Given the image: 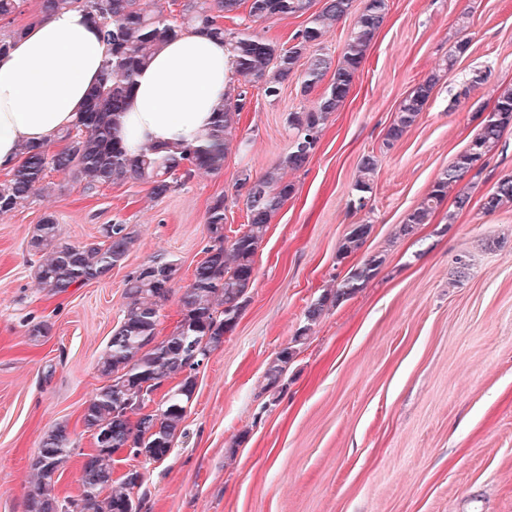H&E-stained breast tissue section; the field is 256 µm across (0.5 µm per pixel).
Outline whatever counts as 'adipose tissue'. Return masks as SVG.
I'll return each mask as SVG.
<instances>
[{"instance_id":"ef3b65f1","label":"adipose tissue","mask_w":512,"mask_h":512,"mask_svg":"<svg viewBox=\"0 0 512 512\" xmlns=\"http://www.w3.org/2000/svg\"><path fill=\"white\" fill-rule=\"evenodd\" d=\"M111 55L79 9L23 27L0 56V170L17 163L21 145L52 144L76 121ZM234 73L230 46L207 34L186 33L163 45L136 75L121 118L129 152L145 144L208 146Z\"/></svg>"}]
</instances>
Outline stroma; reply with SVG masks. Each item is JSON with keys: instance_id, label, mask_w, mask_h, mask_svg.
<instances>
[{"instance_id": "obj_1", "label": "stroma", "mask_w": 512, "mask_h": 512, "mask_svg": "<svg viewBox=\"0 0 512 512\" xmlns=\"http://www.w3.org/2000/svg\"><path fill=\"white\" fill-rule=\"evenodd\" d=\"M462 38L468 51L444 69ZM485 70L488 80L460 97ZM435 72L427 109L384 148L402 99ZM506 84L512 0H388L347 99L307 165L288 175L297 192L268 226L235 330L196 374L182 435L162 461L114 459L115 474H143L148 512H512V207L482 209L485 193L512 174V130L479 175L465 176L471 204L454 224L445 221L447 201L414 236L396 235ZM245 90L221 173L194 175L154 200L147 185L131 182L89 197L53 172L51 197L0 216V512H26L30 462L58 425L76 453L57 491L80 495L82 456L93 448L80 417L106 382L98 362L125 307L127 274L157 254L178 265L161 309L159 330L168 334L205 257L209 204L224 197L227 229H243L237 175H261L285 154L289 113L318 99L294 80L274 99L257 83ZM366 154L377 170L368 206L355 213L348 204ZM49 212L61 241L96 240L123 222L136 226L139 244L110 277L49 296L28 247ZM362 222L372 226L363 248L338 262L344 236ZM371 255L383 259L376 276L296 344L285 389L271 397L265 369L294 344L306 307ZM40 320L51 323L50 335H30Z\"/></svg>"}]
</instances>
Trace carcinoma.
Masks as SVG:
<instances>
[{
    "mask_svg": "<svg viewBox=\"0 0 512 512\" xmlns=\"http://www.w3.org/2000/svg\"><path fill=\"white\" fill-rule=\"evenodd\" d=\"M26 0H0V21L23 12ZM177 15L154 8L155 0H42V21L54 12L79 8L86 12L100 34L112 44V59L104 65L100 81L90 92L77 122L61 136L63 147L52 152L44 145L22 146L18 163L0 181V215L12 213L47 194L49 171H56L83 185L88 194L102 187L123 183H144L149 194L166 196L181 178L195 173H220L230 149L228 135L238 123L246 101L241 92L228 98L213 126L211 148L178 147L173 151L154 146L133 156L127 153L120 135L134 77L152 59L158 47L188 30H204L231 45L235 71L244 81L259 82L265 96L277 97L284 84L296 79L302 95L324 85L316 105L308 110L288 113L291 144L288 153L254 177L241 172L235 181L243 192L247 224L244 231L230 237L225 233L224 197L214 198L207 211L208 242L205 258L195 267L190 283L180 297L179 319L165 336H159L160 310L173 292L178 267L162 254L153 256L126 275L122 316L112 328V337L99 361L107 382L85 402L81 422L90 435L101 431L111 442L109 448H96L83 454L82 492L76 499H60L56 493L64 464L73 454V442L64 425L48 431L41 440L31 467L35 481L26 492L27 512H142L143 500L133 497L142 474L134 469L114 477L113 453L132 448L148 460L167 456L181 433L190 398L196 389L195 371L199 363L191 353H211L233 332L248 302L247 293L255 279V256L268 224L296 192L286 176L303 168L312 156L324 125L346 100L366 52L384 23L387 0H363L354 26L345 41L337 64L313 48L322 43L326 32L347 16L353 0H324L322 8L312 11L314 0H173ZM245 11L254 20L271 17L307 16L305 27L289 48L250 33L224 27L222 19H234ZM330 80H325V77ZM440 75L433 73L418 82L400 104L387 127L383 147L400 141L428 107ZM512 127V85L497 88L491 115L481 123L469 146L458 154L435 180L423 200L400 225L397 236L408 237L419 226L430 223L433 215L455 192L456 213L469 208L470 192L459 187L475 164L495 151L504 132ZM377 160L365 155L359 163L360 176L355 184L357 198L351 206L365 207L364 194L372 189ZM512 204V174L500 177L484 196L482 209L494 213ZM371 231L368 223L354 224L343 239L336 258L342 262L358 253ZM139 240L130 224H110L102 239L73 245L58 238L55 215H45L35 225L29 246L39 254L35 279L50 296H63L72 288L106 278L112 269L124 264ZM382 260L370 256L352 266L333 289L322 292L311 302L305 322L297 330L294 342L308 336L324 312L349 298L376 274ZM159 338L153 345L149 340ZM296 348H282L265 373V391L273 394L284 389L288 365ZM163 390L158 407L144 413L152 393Z\"/></svg>",
    "mask_w": 512,
    "mask_h": 512,
    "instance_id": "carcinoma-1",
    "label": "carcinoma"
}]
</instances>
